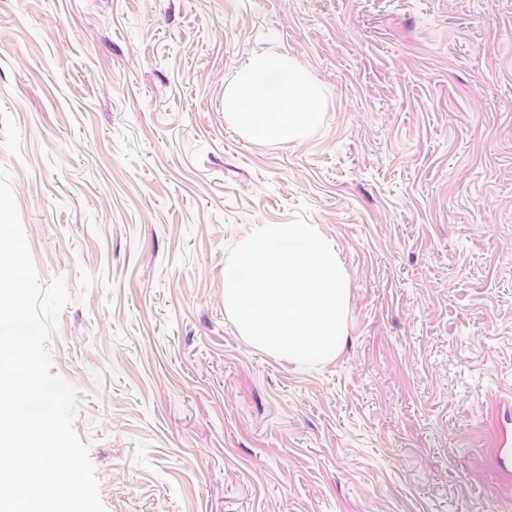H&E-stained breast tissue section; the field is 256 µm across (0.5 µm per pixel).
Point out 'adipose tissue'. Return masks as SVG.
<instances>
[{"instance_id":"1","label":"adipose tissue","mask_w":512,"mask_h":512,"mask_svg":"<svg viewBox=\"0 0 512 512\" xmlns=\"http://www.w3.org/2000/svg\"><path fill=\"white\" fill-rule=\"evenodd\" d=\"M324 85L284 53L251 57L239 82L224 89V112L246 136L281 143L305 137L325 109Z\"/></svg>"}]
</instances>
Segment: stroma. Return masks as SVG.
Listing matches in <instances>:
<instances>
[{
  "instance_id": "35a3bbf8",
  "label": "stroma",
  "mask_w": 512,
  "mask_h": 512,
  "mask_svg": "<svg viewBox=\"0 0 512 512\" xmlns=\"http://www.w3.org/2000/svg\"><path fill=\"white\" fill-rule=\"evenodd\" d=\"M275 51L327 87L291 143L224 88ZM0 166L107 512H512V0H0ZM350 279L309 371L224 312L230 245L299 209ZM506 413L510 417L511 407H506L497 398L490 401L487 408V424L480 446L486 448V455L502 481L512 486V448L509 430L503 423Z\"/></svg>"
}]
</instances>
